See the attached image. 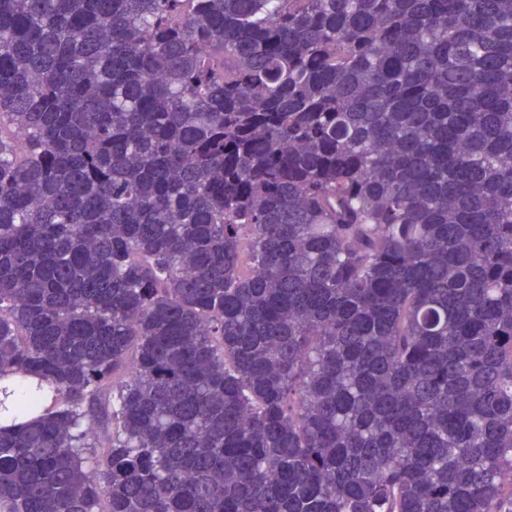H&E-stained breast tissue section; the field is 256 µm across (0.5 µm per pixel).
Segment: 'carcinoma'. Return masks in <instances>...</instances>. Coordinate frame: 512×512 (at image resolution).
<instances>
[{"instance_id": "obj_1", "label": "carcinoma", "mask_w": 512, "mask_h": 512, "mask_svg": "<svg viewBox=\"0 0 512 512\" xmlns=\"http://www.w3.org/2000/svg\"><path fill=\"white\" fill-rule=\"evenodd\" d=\"M0 512H512V0H0Z\"/></svg>"}]
</instances>
